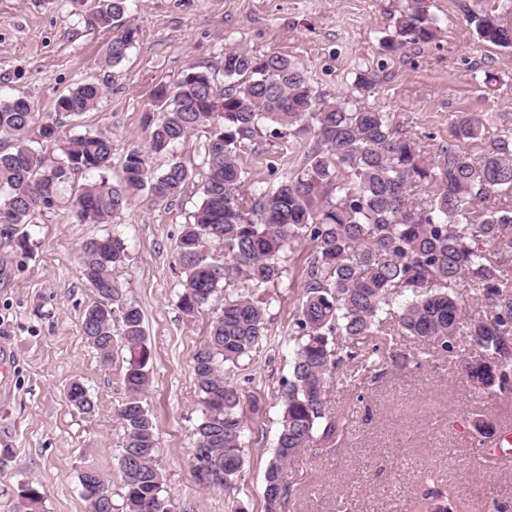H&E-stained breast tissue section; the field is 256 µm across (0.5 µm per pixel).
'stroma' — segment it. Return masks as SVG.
<instances>
[{
  "label": "stroma",
  "instance_id": "obj_1",
  "mask_svg": "<svg viewBox=\"0 0 512 512\" xmlns=\"http://www.w3.org/2000/svg\"><path fill=\"white\" fill-rule=\"evenodd\" d=\"M103 0H0V98L27 97L37 124L62 123L67 134L88 130L112 139L118 181L127 152L147 149L146 114L161 116L154 93L185 74L209 72L224 88L225 49L288 57L304 71L322 101L348 99L388 113L394 126L448 138L451 115H478L487 131L512 129V51L480 40L467 13L493 0H429L438 39L384 55L407 0H127L126 17L139 40L118 65L106 47L117 35L101 25ZM377 71L369 94L354 87L360 69ZM105 89L96 110L80 119L60 117L57 98L83 82ZM209 130L193 131L176 148L192 176L176 196L141 192L111 225L77 219L70 189L37 223L26 225L31 251L8 257L0 275V443L11 458L0 464V512H14L23 484L40 488L42 512H87L79 475L98 470L119 486L122 428L117 410L125 397L126 352L115 347L102 365L81 331L90 290L79 272L78 248L107 231L126 241L120 272L128 297L143 311L145 340L153 351L146 403L158 424V463L176 512H264V472L278 428L277 396L295 347V315L302 300L312 245L288 257V277L262 289L269 307L267 336L230 374L247 423L241 480L203 488L193 478L194 428L200 416L192 358L208 336L228 286L194 319L178 306L180 273L175 245L182 224L199 205L208 174ZM256 186L278 184L299 168L301 148L263 126L239 151ZM82 382L96 402L93 413L66 398ZM332 415L346 423L331 437L317 436L291 460L280 512H416L425 493L451 491L469 512H512V462L489 460L484 424L512 429V398L475 393L450 358L383 367L358 381L333 379Z\"/></svg>",
  "mask_w": 512,
  "mask_h": 512
}]
</instances>
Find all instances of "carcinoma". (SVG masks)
Segmentation results:
<instances>
[{
  "label": "carcinoma",
  "instance_id": "1",
  "mask_svg": "<svg viewBox=\"0 0 512 512\" xmlns=\"http://www.w3.org/2000/svg\"><path fill=\"white\" fill-rule=\"evenodd\" d=\"M125 2L105 0L101 23L122 20ZM470 23L482 41L512 49V0L470 12ZM438 34L428 0H408L382 49L391 55ZM138 39L139 29L124 25L107 46V63H121ZM222 63L224 77L233 81L222 92L208 74L168 88L148 150H130L115 183L103 174L112 161L108 136L68 137L52 125L37 128L30 100L0 99V137L9 141L0 150V225L35 223L78 173H99L75 195L77 217L91 224L111 223L143 190L157 198L175 196L188 168L174 158L157 174L149 157L173 152L200 126L212 127L203 198L175 247L180 307L192 317L236 281L252 293L224 299L192 358L201 405L194 428L200 484L230 485L241 477L245 421L226 369L267 336V302L255 292L283 281L296 244L313 245L296 314L298 347L279 392L281 418L264 476L265 512H277L288 462L310 447L318 430L326 437L335 431L327 409L330 379L344 366L354 375L373 366L360 347L364 342L391 350L406 337L414 347L400 357L414 361L451 356L458 337L466 336L473 352L458 366L475 390L512 396V129L489 137L482 120L459 112L449 122L448 141L432 152L422 138L394 127L385 112L344 101L319 103L303 70L284 56L226 49ZM103 94L99 84L86 82L60 96L55 110L80 118ZM262 121L275 125L279 138L307 133L309 141L301 168L283 175L274 189H253L246 201L241 188L249 173L239 148ZM218 137L222 149L213 144ZM480 144L477 158L464 150ZM55 148L61 157L46 161L45 150ZM78 255L92 294L103 298L91 299L84 311V338L104 364L117 341L129 354L118 409L120 491H112L97 470L82 471L79 484L97 490L84 498L87 512H175L157 460V424L145 405L152 351L142 311L127 299L119 278L127 244L107 232L82 242ZM114 320L121 323L117 341ZM66 397L85 414L95 409L79 381L70 383ZM433 497L445 500L443 512H461L451 493ZM433 497L425 495L423 509ZM19 498L16 512H41L38 488L23 485Z\"/></svg>",
  "mask_w": 512,
  "mask_h": 512
}]
</instances>
